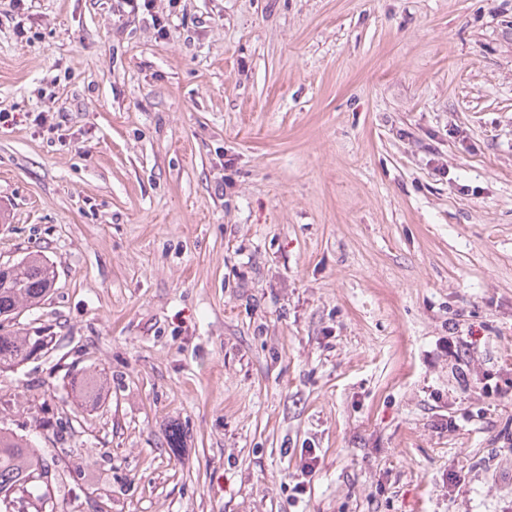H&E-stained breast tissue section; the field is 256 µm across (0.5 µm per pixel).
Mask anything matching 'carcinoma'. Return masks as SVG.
<instances>
[{
	"label": "carcinoma",
	"mask_w": 512,
	"mask_h": 512,
	"mask_svg": "<svg viewBox=\"0 0 512 512\" xmlns=\"http://www.w3.org/2000/svg\"><path fill=\"white\" fill-rule=\"evenodd\" d=\"M54 279L53 267L37 252L0 273V370L18 366L41 352L40 338L21 336L6 329L5 323L45 300ZM71 385L85 401L99 403L101 383L94 375L74 377ZM52 466L54 463L37 454L23 436L0 428V492L21 489L39 501L48 495V485L43 478L51 473Z\"/></svg>",
	"instance_id": "cac0c4a2"
}]
</instances>
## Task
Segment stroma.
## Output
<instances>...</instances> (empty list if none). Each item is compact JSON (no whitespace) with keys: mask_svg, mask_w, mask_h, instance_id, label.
<instances>
[{"mask_svg":"<svg viewBox=\"0 0 512 512\" xmlns=\"http://www.w3.org/2000/svg\"><path fill=\"white\" fill-rule=\"evenodd\" d=\"M31 252L48 345L0 428L57 467L0 512L512 506L479 385L512 380V0H0V262ZM71 385L78 390L82 397L92 405L99 403L101 399V383L93 374H82L80 377H73Z\"/></svg>","mask_w":512,"mask_h":512,"instance_id":"obj_1","label":"stroma"}]
</instances>
